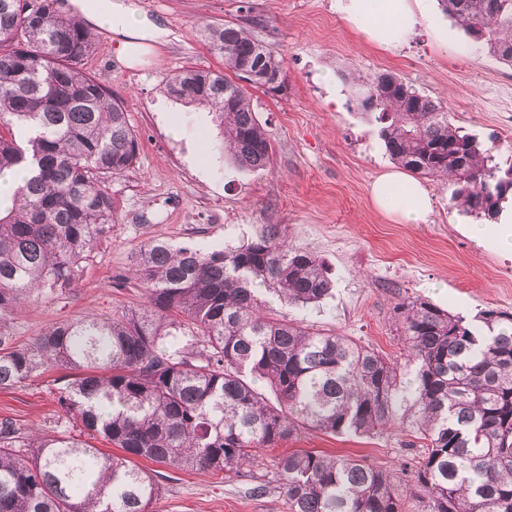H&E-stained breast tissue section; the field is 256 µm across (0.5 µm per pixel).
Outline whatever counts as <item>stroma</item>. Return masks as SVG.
<instances>
[{
  "instance_id": "35a3bbf8",
  "label": "stroma",
  "mask_w": 512,
  "mask_h": 512,
  "mask_svg": "<svg viewBox=\"0 0 512 512\" xmlns=\"http://www.w3.org/2000/svg\"><path fill=\"white\" fill-rule=\"evenodd\" d=\"M132 2L168 30L167 41L131 65L101 31L84 67L125 107L139 138V159L107 184L112 232L79 280L11 318L8 333L17 344L58 323L143 307L146 298L127 274L149 239L206 251L251 240L268 225L325 260L335 280L331 298L317 307L290 308L289 317L389 357L400 349L393 316L398 296L424 298L469 319L488 307L512 312V255L467 235L473 218L450 206L451 182L424 180L432 211L423 224L399 223L370 197L372 182L394 163L376 122L351 100L348 82L359 76L393 73L444 99L456 124L484 143L512 151V66L474 49L440 7H433L408 45L388 54L347 25L337 0ZM213 23L244 26L284 58L285 90L251 91L271 144L265 171L238 167L224 150L214 114L164 90L168 77L183 68L223 69V59L198 33ZM326 72L333 83L323 80ZM62 376L50 368L0 389V417H12L28 433L69 430L57 403ZM421 445L398 427L362 438L309 431L262 458L304 449L362 458L389 472L414 510L410 467ZM142 466L155 468L161 484L153 512H286L282 490L255 494L256 480L245 468L212 477L148 460Z\"/></svg>"
}]
</instances>
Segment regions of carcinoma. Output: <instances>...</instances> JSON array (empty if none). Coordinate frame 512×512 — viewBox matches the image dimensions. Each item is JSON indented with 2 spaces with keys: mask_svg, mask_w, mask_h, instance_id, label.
Returning <instances> with one entry per match:
<instances>
[{
  "mask_svg": "<svg viewBox=\"0 0 512 512\" xmlns=\"http://www.w3.org/2000/svg\"><path fill=\"white\" fill-rule=\"evenodd\" d=\"M476 47L512 65V0H439ZM242 80L277 93L285 63L249 29H199ZM96 37L54 0L25 11L0 0V173L31 177L0 202V389L47 368L72 371L58 404L63 435H29L0 418V512H150L161 487L148 459L216 475L259 466L258 453L302 430L370 435L398 424L423 441L415 512H512V313L473 320L418 297L394 305L405 362L269 310L318 304L333 288L312 251L269 228L202 251L150 239L131 274L146 304L110 318L58 323L16 347L7 324L32 300L69 287L112 231L106 183L138 160L127 112L87 73ZM167 95L220 119L234 162L266 170L269 138L245 88L223 72L184 69ZM350 96L374 117L390 159L449 178L453 207L492 221L512 193V154L496 156L447 106L389 72L355 78ZM101 436L120 450L106 454ZM25 448L24 455L20 449ZM267 483L288 512H410L389 475L363 459L296 450Z\"/></svg>",
  "mask_w": 512,
  "mask_h": 512,
  "instance_id": "cac0c4a2",
  "label": "carcinoma"
}]
</instances>
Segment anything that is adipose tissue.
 <instances>
[{
    "instance_id": "ef3b65f1",
    "label": "adipose tissue",
    "mask_w": 512,
    "mask_h": 512,
    "mask_svg": "<svg viewBox=\"0 0 512 512\" xmlns=\"http://www.w3.org/2000/svg\"><path fill=\"white\" fill-rule=\"evenodd\" d=\"M94 27L114 34L120 55L133 59L160 41L163 32L126 0H71ZM344 20L370 43L394 52L411 37L424 19L411 0H339ZM371 196L382 211L406 224L426 223L431 210L427 190L400 171L381 175L371 186Z\"/></svg>"
}]
</instances>
